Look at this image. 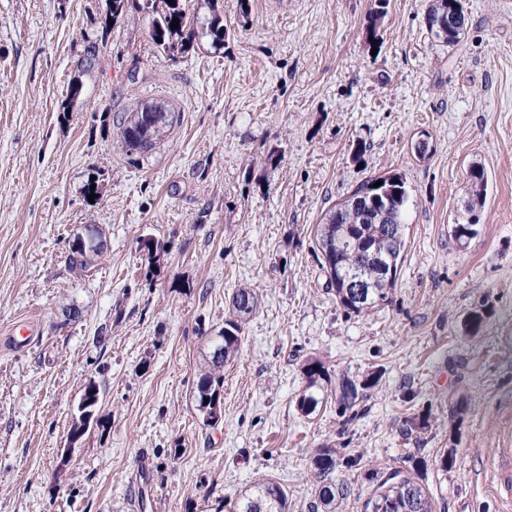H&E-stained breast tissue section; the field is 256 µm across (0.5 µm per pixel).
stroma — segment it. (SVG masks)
<instances>
[{
  "instance_id": "obj_1",
  "label": "stroma",
  "mask_w": 512,
  "mask_h": 512,
  "mask_svg": "<svg viewBox=\"0 0 512 512\" xmlns=\"http://www.w3.org/2000/svg\"><path fill=\"white\" fill-rule=\"evenodd\" d=\"M374 4L223 0V43L204 35L173 57L137 0L106 32L107 0H0V512H215L262 476L289 512H315L325 479L345 489L340 512H364L393 469L436 512H498L489 463L512 448V0H463L453 47L432 35L428 0H390L369 46ZM150 104L172 126L126 154L119 119ZM474 165L486 204L459 243ZM387 171L411 194L399 279L390 303L350 313L326 289L316 228ZM88 225L107 247L83 272L70 247ZM239 288L259 305L209 427L192 392ZM24 319L34 334L13 345ZM310 358L363 384L356 407L327 395L298 409ZM90 381L106 426L66 460ZM322 448L335 451L326 477Z\"/></svg>"
}]
</instances>
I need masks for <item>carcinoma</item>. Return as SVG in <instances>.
Instances as JSON below:
<instances>
[{"label":"carcinoma","instance_id":"carcinoma-1","mask_svg":"<svg viewBox=\"0 0 512 512\" xmlns=\"http://www.w3.org/2000/svg\"><path fill=\"white\" fill-rule=\"evenodd\" d=\"M129 0H109L104 17L103 29H109L125 12ZM459 0H432L427 10V20L448 18L454 10L453 4ZM390 0H375L370 20L364 28L365 40L371 44L378 40L377 21L386 13ZM210 12L207 25L208 35L214 42L224 41V25L220 11V0H206ZM142 9L151 11L150 38L155 45L170 55L183 54L194 47L199 32L194 27L187 9V0H145ZM179 20V27L173 29V19ZM467 16H461L454 31L441 25L444 35L437 36L439 42L448 46L459 43L467 28ZM153 113V122H143L144 113ZM172 123V113L161 105H151L121 119L118 124L120 142L127 152L136 154L147 150L160 140ZM382 181L376 187L374 183ZM470 194L465 205L466 218L462 223L452 225V235H457L462 226L476 233L480 223L481 209L487 192L488 177L484 169L473 167L469 170ZM410 190L406 179L399 173H385L362 182L343 201L330 208L317 225V244L321 253L320 265L325 271L327 290L335 293L341 307L352 313L391 301L397 283L399 265L406 248L405 232L396 228L405 227V210ZM101 255L91 243L85 248L71 251L73 265L86 270ZM382 258L393 266V275L379 273L376 259ZM358 269L368 282L364 296L350 297L341 287L342 274ZM258 307L257 294L250 288H239L232 296L229 315L224 320V328L211 338V347L220 349V356L208 355V369L199 377L193 391L195 410L203 413V406L222 397L224 388V365L237 357L242 343V324ZM307 386L298 399V407L304 408L305 400L319 403L314 390L322 389L320 381L327 382L334 390L336 403L344 410L353 408L360 398L362 385L345 374L328 378L324 363L311 359L303 366ZM344 495V489L326 483L318 488L320 504L328 509H336V498ZM367 512H435L429 492L415 478L403 474L399 469L386 473L379 486L365 504ZM216 512H288V494L271 478L254 482L249 489L233 500L218 502Z\"/></svg>","mask_w":512,"mask_h":512}]
</instances>
